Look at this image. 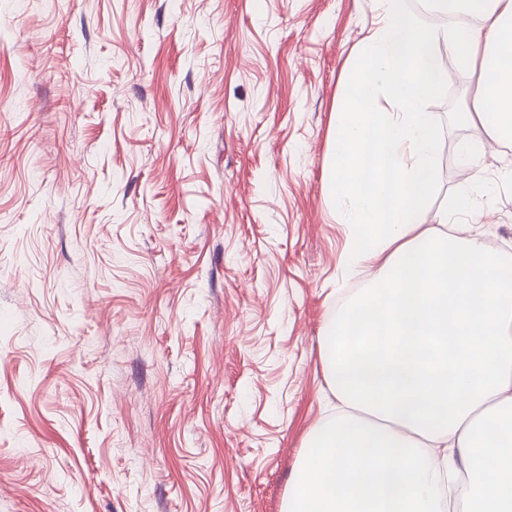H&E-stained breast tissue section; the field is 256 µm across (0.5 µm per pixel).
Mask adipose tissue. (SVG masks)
<instances>
[{
  "label": "adipose tissue",
  "instance_id": "ef3b65f1",
  "mask_svg": "<svg viewBox=\"0 0 512 512\" xmlns=\"http://www.w3.org/2000/svg\"><path fill=\"white\" fill-rule=\"evenodd\" d=\"M337 114L331 191L357 228L344 261L377 275L319 334L339 404L311 431L286 512H512V259L447 214L426 224L437 135L423 106L448 80L436 47L479 71L490 138H512V0H442L480 26L419 25L377 0Z\"/></svg>",
  "mask_w": 512,
  "mask_h": 512
}]
</instances>
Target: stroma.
<instances>
[{"label":"stroma","mask_w":512,"mask_h":512,"mask_svg":"<svg viewBox=\"0 0 512 512\" xmlns=\"http://www.w3.org/2000/svg\"><path fill=\"white\" fill-rule=\"evenodd\" d=\"M375 16L0 0V512H283L337 405L320 329L375 275L347 276L328 183ZM438 53L426 219L512 256V142L461 120L478 75Z\"/></svg>","instance_id":"35a3bbf8"}]
</instances>
